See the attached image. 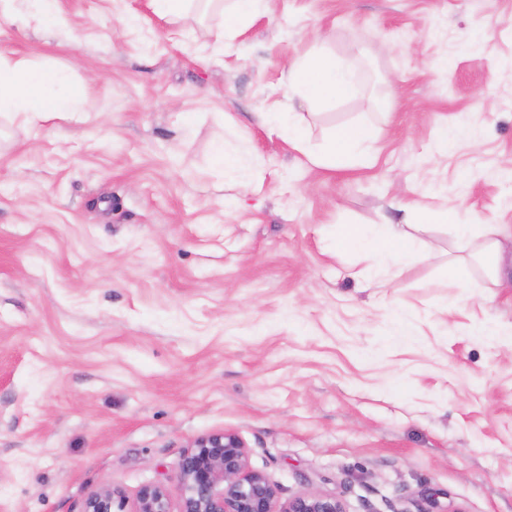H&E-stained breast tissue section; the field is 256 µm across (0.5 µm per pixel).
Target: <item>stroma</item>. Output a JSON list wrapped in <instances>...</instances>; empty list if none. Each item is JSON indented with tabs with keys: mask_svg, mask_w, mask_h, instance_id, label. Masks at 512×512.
I'll return each instance as SVG.
<instances>
[{
	"mask_svg": "<svg viewBox=\"0 0 512 512\" xmlns=\"http://www.w3.org/2000/svg\"><path fill=\"white\" fill-rule=\"evenodd\" d=\"M148 3L58 0L48 27L15 0L0 19V55L83 103L0 119V512H82L103 488L131 512L147 485L179 512L181 457L222 430L283 503L512 512V346L475 330L512 334V288L447 224L362 278L331 246L405 223V201L512 225V0H267L220 48L221 16L173 42ZM310 50L356 60L311 146L363 121L375 164L304 169L260 127ZM219 141L258 183L223 181Z\"/></svg>",
	"mask_w": 512,
	"mask_h": 512,
	"instance_id": "35a3bbf8",
	"label": "stroma"
}]
</instances>
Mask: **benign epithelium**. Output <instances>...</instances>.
Instances as JSON below:
<instances>
[{"mask_svg": "<svg viewBox=\"0 0 512 512\" xmlns=\"http://www.w3.org/2000/svg\"><path fill=\"white\" fill-rule=\"evenodd\" d=\"M179 480L184 491L179 512H345L331 494H301L280 504L276 486L250 467L246 444L229 431L194 439L179 463ZM113 506L114 491L104 488L89 495L82 512H112ZM131 512H171L166 490L141 488Z\"/></svg>", "mask_w": 512, "mask_h": 512, "instance_id": "obj_1", "label": "benign epithelium"}]
</instances>
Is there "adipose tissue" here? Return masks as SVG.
I'll use <instances>...</instances> for the list:
<instances>
[{
  "mask_svg": "<svg viewBox=\"0 0 512 512\" xmlns=\"http://www.w3.org/2000/svg\"><path fill=\"white\" fill-rule=\"evenodd\" d=\"M354 71L353 61H339L311 51L289 63L288 89L293 97L311 107L339 100L350 93ZM63 82L64 77L58 71L35 67L24 61L9 63L0 57V118L20 117L33 122L50 115L76 112L78 102L63 92ZM258 119L269 132L287 137L308 165L348 167L371 159L373 130L367 124L338 127L321 149L314 150L309 146L306 129L297 113L262 112ZM410 210L418 221L431 218L453 224L458 241L473 249L485 276L495 278L504 249L501 225L467 224L450 208L435 213L414 204ZM413 245L414 238L403 224H388L379 232L347 228L336 237L338 250L365 256L373 269L386 263L401 262L408 257Z\"/></svg>",
  "mask_w": 512,
  "mask_h": 512,
  "instance_id": "obj_1",
  "label": "adipose tissue"
}]
</instances>
